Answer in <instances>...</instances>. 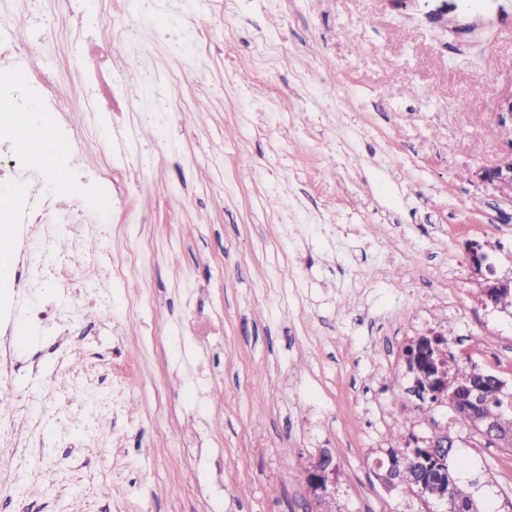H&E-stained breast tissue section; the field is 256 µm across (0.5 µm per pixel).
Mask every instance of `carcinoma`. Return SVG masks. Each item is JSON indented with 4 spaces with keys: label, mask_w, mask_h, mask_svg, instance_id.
Listing matches in <instances>:
<instances>
[{
    "label": "carcinoma",
    "mask_w": 512,
    "mask_h": 512,
    "mask_svg": "<svg viewBox=\"0 0 512 512\" xmlns=\"http://www.w3.org/2000/svg\"><path fill=\"white\" fill-rule=\"evenodd\" d=\"M444 358L448 366V381L443 389L439 390V394L433 396V400L439 402L452 394L462 399L460 412L456 413L452 420L459 428L470 429L475 416L497 411L500 408V402L488 395L478 404L470 402L466 394L471 387L486 384L485 371L475 365L457 363L448 351L445 352ZM456 468L457 465L453 459H448V463L444 464L429 454L428 448L418 446L407 449V460L400 478L413 484L424 482L426 491L432 496L440 495L448 486L462 499L467 512H480V507L470 494V489L473 485L480 483V479L475 478L464 482L458 476Z\"/></svg>",
    "instance_id": "cac0c4a2"
}]
</instances>
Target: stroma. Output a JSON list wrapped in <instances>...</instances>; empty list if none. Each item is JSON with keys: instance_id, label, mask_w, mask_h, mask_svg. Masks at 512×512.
Listing matches in <instances>:
<instances>
[{"instance_id": "1", "label": "stroma", "mask_w": 512, "mask_h": 512, "mask_svg": "<svg viewBox=\"0 0 512 512\" xmlns=\"http://www.w3.org/2000/svg\"><path fill=\"white\" fill-rule=\"evenodd\" d=\"M125 9L98 0L78 41L54 15L27 34L62 73L74 174L111 171L112 194H57L67 223L29 226L0 294V512H319L323 450L336 512H428L375 476L388 449L461 433L417 409L406 344L444 334L512 382V310L482 303L467 255L512 275V206L472 177L512 145V0ZM115 37L131 79L103 131L84 77ZM171 100L172 121L138 118ZM458 453L486 512H512V451ZM335 473L336 464L328 452H322L310 462L306 470V482L313 498L318 502L336 493L333 482Z\"/></svg>"}]
</instances>
